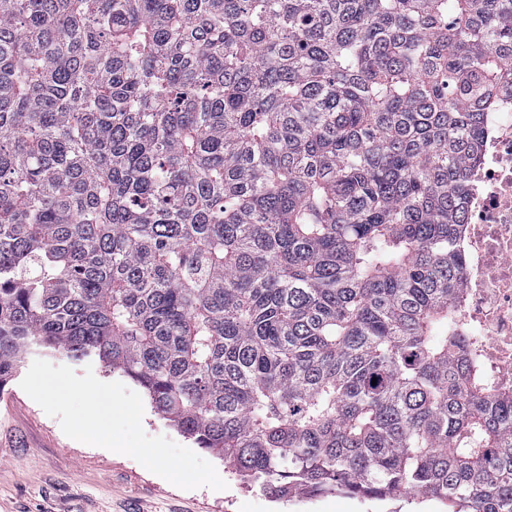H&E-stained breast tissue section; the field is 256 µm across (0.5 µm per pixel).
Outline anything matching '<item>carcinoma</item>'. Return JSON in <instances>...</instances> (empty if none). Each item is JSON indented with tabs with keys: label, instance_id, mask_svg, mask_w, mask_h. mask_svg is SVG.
<instances>
[{
	"label": "carcinoma",
	"instance_id": "1",
	"mask_svg": "<svg viewBox=\"0 0 512 512\" xmlns=\"http://www.w3.org/2000/svg\"><path fill=\"white\" fill-rule=\"evenodd\" d=\"M505 89L512 0H0V387L94 357L279 499L512 512L456 314Z\"/></svg>",
	"mask_w": 512,
	"mask_h": 512
}]
</instances>
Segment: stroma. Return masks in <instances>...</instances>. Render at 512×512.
I'll use <instances>...</instances> for the list:
<instances>
[{
	"mask_svg": "<svg viewBox=\"0 0 512 512\" xmlns=\"http://www.w3.org/2000/svg\"><path fill=\"white\" fill-rule=\"evenodd\" d=\"M68 365L76 373L92 367L104 382L123 381L99 361L85 363L53 350L34 348L0 389V512H446L432 501L403 498L355 504L344 492L287 500L247 488L225 468L221 456L197 448L193 438L145 406L146 434L163 435L197 449L226 482L223 491L183 490L151 473L133 458L68 438L57 418L48 416L20 387L32 362Z\"/></svg>",
	"mask_w": 512,
	"mask_h": 512,
	"instance_id": "stroma-1",
	"label": "stroma"
}]
</instances>
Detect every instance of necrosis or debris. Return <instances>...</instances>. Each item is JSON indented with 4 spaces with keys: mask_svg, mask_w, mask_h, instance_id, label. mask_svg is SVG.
Listing matches in <instances>:
<instances>
[{
    "mask_svg": "<svg viewBox=\"0 0 512 512\" xmlns=\"http://www.w3.org/2000/svg\"><path fill=\"white\" fill-rule=\"evenodd\" d=\"M466 276L460 322L479 340L488 383L512 389V97L485 113L482 148L468 171L461 232Z\"/></svg>",
    "mask_w": 512,
    "mask_h": 512,
    "instance_id": "obj_1",
    "label": "necrosis or debris"
}]
</instances>
